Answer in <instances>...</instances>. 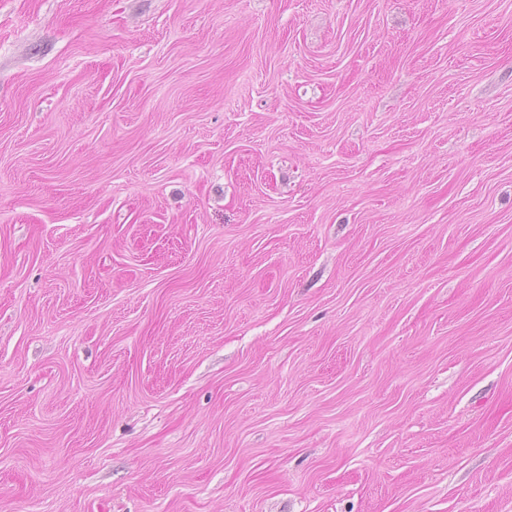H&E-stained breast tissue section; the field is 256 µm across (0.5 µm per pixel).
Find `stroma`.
<instances>
[{"mask_svg":"<svg viewBox=\"0 0 512 512\" xmlns=\"http://www.w3.org/2000/svg\"><path fill=\"white\" fill-rule=\"evenodd\" d=\"M0 512H512V0H0Z\"/></svg>","mask_w":512,"mask_h":512,"instance_id":"obj_1","label":"stroma"}]
</instances>
